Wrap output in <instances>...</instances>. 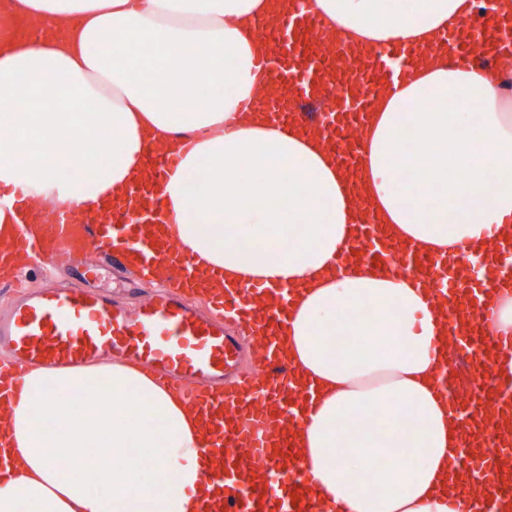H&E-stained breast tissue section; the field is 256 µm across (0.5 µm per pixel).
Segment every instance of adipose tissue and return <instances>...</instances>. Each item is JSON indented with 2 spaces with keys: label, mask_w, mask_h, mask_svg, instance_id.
<instances>
[{
  "label": "adipose tissue",
  "mask_w": 512,
  "mask_h": 512,
  "mask_svg": "<svg viewBox=\"0 0 512 512\" xmlns=\"http://www.w3.org/2000/svg\"><path fill=\"white\" fill-rule=\"evenodd\" d=\"M70 21L64 39L0 45V184L93 209L137 182L148 145L194 136L162 194L180 245L227 280L301 288L288 359L318 389L300 435L315 492L340 512H449L443 487L461 426L437 398L444 327L410 277L335 273L353 234L346 177L312 137L255 121L228 128L265 52L253 23L268 0H19ZM344 36L426 43L475 0H310ZM42 109L18 117L28 99ZM432 99L435 109L416 104ZM94 103L86 115L82 105ZM453 111H444V103ZM358 170L394 235L466 251L512 220V101L479 67L440 58L378 99ZM416 165L423 203L402 181ZM205 183L194 194L195 177ZM368 322L358 353L339 349ZM0 512H198L197 415L154 375L119 361L32 367L11 398ZM159 465L144 479L147 449ZM70 465L61 468L59 451ZM389 452L388 467L372 458Z\"/></svg>",
  "instance_id": "obj_1"
}]
</instances>
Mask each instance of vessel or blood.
I'll return each instance as SVG.
<instances>
[{"label":"vessel or blood","mask_w":512,"mask_h":512,"mask_svg":"<svg viewBox=\"0 0 512 512\" xmlns=\"http://www.w3.org/2000/svg\"><path fill=\"white\" fill-rule=\"evenodd\" d=\"M290 2L288 10L258 22L268 52L256 61L255 92L233 121L245 123L249 111H262L270 122L318 137L341 171L355 173L374 96L400 88L423 53L396 45L335 50L323 19L304 10L305 0ZM432 50L451 52L462 68L481 50L511 57L512 14L439 33ZM191 144L182 139L174 152L148 147L139 182L101 211L61 203L38 212L42 237H28L20 225L13 237L0 239V256L22 253L34 264L76 266L87 274L131 254L145 279L172 274L180 287L150 293L133 313L87 288L21 291L0 316V343L9 350L0 367L18 378L37 364L123 358L199 411L208 462L203 477L218 488L202 499L201 512H336L313 492L296 443L315 391L280 368L294 289L223 287L199 311L192 296L205 277L165 231L172 218L160 187ZM351 215L357 233L344 249L348 264L380 274L412 272L452 325L448 370L437 394L464 427L459 474L478 473L481 485L480 493L451 499L452 512H512V333L492 329L496 297L512 294V268L504 266L512 259V229L484 234L466 257L451 259L388 238L362 194H355ZM473 255L493 270L480 283L469 275ZM247 334L261 342L263 371L239 366Z\"/></svg>","instance_id":"b4317fda"}]
</instances>
